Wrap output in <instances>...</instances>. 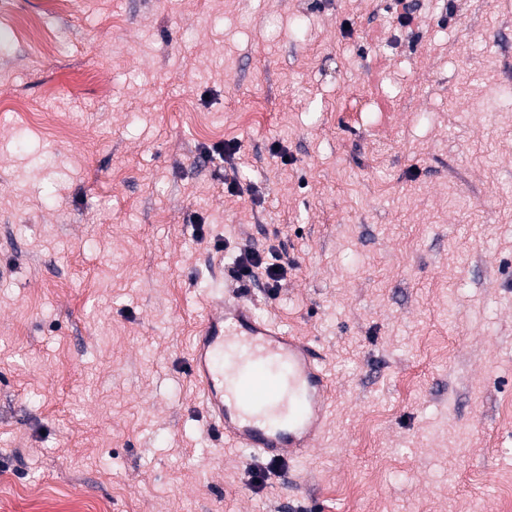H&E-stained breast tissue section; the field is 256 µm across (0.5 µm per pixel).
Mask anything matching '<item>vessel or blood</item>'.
Listing matches in <instances>:
<instances>
[{
    "label": "vessel or blood",
    "mask_w": 512,
    "mask_h": 512,
    "mask_svg": "<svg viewBox=\"0 0 512 512\" xmlns=\"http://www.w3.org/2000/svg\"><path fill=\"white\" fill-rule=\"evenodd\" d=\"M206 429L267 458L299 462L325 429L331 379L308 341L264 320L232 295L210 309L190 355Z\"/></svg>",
    "instance_id": "vessel-or-blood-1"
}]
</instances>
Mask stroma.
<instances>
[{
	"label": "stroma",
	"instance_id": "stroma-1",
	"mask_svg": "<svg viewBox=\"0 0 512 512\" xmlns=\"http://www.w3.org/2000/svg\"><path fill=\"white\" fill-rule=\"evenodd\" d=\"M503 82L512 0H0V512L34 487L89 512H499ZM253 245L290 260L277 296L235 275ZM228 289L325 355L304 462L205 431L190 350Z\"/></svg>",
	"mask_w": 512,
	"mask_h": 512
}]
</instances>
